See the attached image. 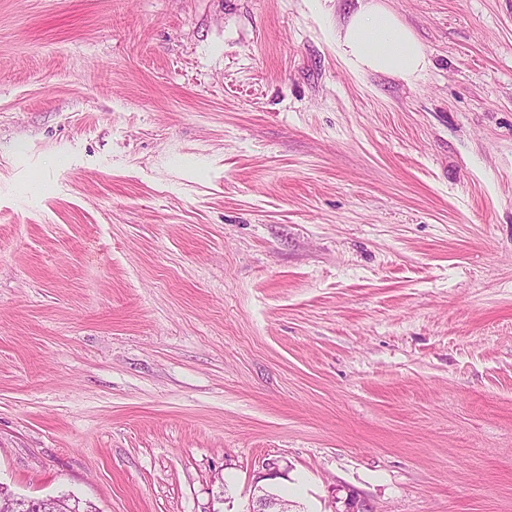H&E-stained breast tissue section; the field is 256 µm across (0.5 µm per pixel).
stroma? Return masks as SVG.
<instances>
[{
	"mask_svg": "<svg viewBox=\"0 0 512 512\" xmlns=\"http://www.w3.org/2000/svg\"><path fill=\"white\" fill-rule=\"evenodd\" d=\"M0 0V484L97 512H512V0ZM381 1L357 0V9L336 28V54L357 76L382 74L417 83L430 65L424 46Z\"/></svg>",
	"mask_w": 512,
	"mask_h": 512,
	"instance_id": "stroma-1",
	"label": "stroma"
}]
</instances>
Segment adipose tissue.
Segmentation results:
<instances>
[{"mask_svg": "<svg viewBox=\"0 0 512 512\" xmlns=\"http://www.w3.org/2000/svg\"><path fill=\"white\" fill-rule=\"evenodd\" d=\"M337 27V56L358 76L382 74L408 84L425 79L430 61L413 30L383 0H357Z\"/></svg>", "mask_w": 512, "mask_h": 512, "instance_id": "1", "label": "adipose tissue"}]
</instances>
